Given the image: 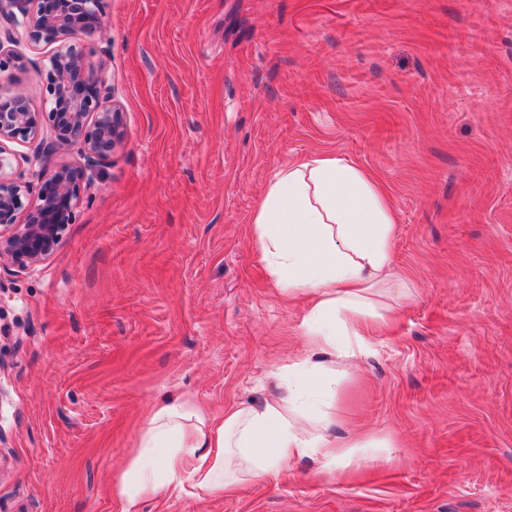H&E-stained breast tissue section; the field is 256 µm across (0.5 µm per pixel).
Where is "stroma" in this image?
<instances>
[{"label":"stroma","mask_w":512,"mask_h":512,"mask_svg":"<svg viewBox=\"0 0 512 512\" xmlns=\"http://www.w3.org/2000/svg\"><path fill=\"white\" fill-rule=\"evenodd\" d=\"M126 137L61 246L0 268V512H122L112 475L151 402L216 417L267 394L306 305L251 224L282 166L333 153L397 212L408 295L330 407L348 475L305 461L140 512H512V0H103ZM0 96H47L43 49Z\"/></svg>","instance_id":"1"}]
</instances>
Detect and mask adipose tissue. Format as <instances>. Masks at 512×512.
I'll list each match as a JSON object with an SVG mask.
<instances>
[{"instance_id":"adipose-tissue-1","label":"adipose tissue","mask_w":512,"mask_h":512,"mask_svg":"<svg viewBox=\"0 0 512 512\" xmlns=\"http://www.w3.org/2000/svg\"><path fill=\"white\" fill-rule=\"evenodd\" d=\"M252 222L274 285L311 301L304 353L275 368L276 394L220 420L186 394L154 400L113 479L123 512L162 490L219 497L306 460L342 472L360 462L336 433L328 373L362 352L384 321L370 295L397 280L387 193L367 169L316 154L276 171Z\"/></svg>"}]
</instances>
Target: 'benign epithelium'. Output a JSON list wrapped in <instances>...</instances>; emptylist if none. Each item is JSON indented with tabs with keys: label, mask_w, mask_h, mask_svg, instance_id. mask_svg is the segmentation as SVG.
Wrapping results in <instances>:
<instances>
[{
	"label": "benign epithelium",
	"mask_w": 512,
	"mask_h": 512,
	"mask_svg": "<svg viewBox=\"0 0 512 512\" xmlns=\"http://www.w3.org/2000/svg\"><path fill=\"white\" fill-rule=\"evenodd\" d=\"M101 0H0V22L49 48V110L37 112L22 94L0 97V267L24 273L46 262L62 243L81 187L108 164L125 137V112L112 99L114 75L80 45L92 32ZM54 139L42 138L44 122ZM36 144L34 158L74 147L77 159L26 181L8 157L13 141Z\"/></svg>",
	"instance_id": "obj_1"
}]
</instances>
